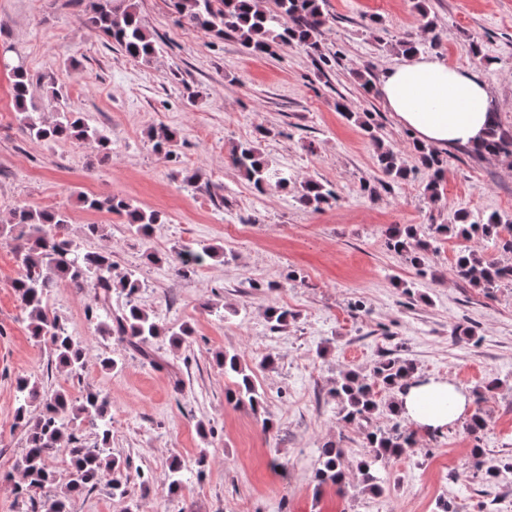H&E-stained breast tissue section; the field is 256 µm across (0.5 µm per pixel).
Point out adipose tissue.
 Here are the masks:
<instances>
[{"label": "adipose tissue", "mask_w": 512, "mask_h": 512, "mask_svg": "<svg viewBox=\"0 0 512 512\" xmlns=\"http://www.w3.org/2000/svg\"><path fill=\"white\" fill-rule=\"evenodd\" d=\"M386 107L416 140L436 149L475 146L492 123L490 89L476 71L447 60L404 56L380 74ZM472 401L450 380L411 384L402 414L424 429H443L469 415Z\"/></svg>", "instance_id": "1"}]
</instances>
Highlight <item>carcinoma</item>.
Returning <instances> with one entry per match:
<instances>
[{"mask_svg":"<svg viewBox=\"0 0 512 512\" xmlns=\"http://www.w3.org/2000/svg\"><path fill=\"white\" fill-rule=\"evenodd\" d=\"M121 2L122 6L117 8L114 0H88V23L92 29L110 37L112 43L131 59L147 61L155 54L153 37L141 23L135 0ZM171 2L177 23L188 30H201L216 38H222L230 31L237 34L247 49L258 54H272L280 47H294L317 56L322 65L330 62L321 53L319 43L328 23L323 0H274L273 9L256 0ZM13 77L15 104L29 135L48 142L95 140L102 146L107 145L105 135L72 112H57L54 120L47 122L31 101V82L25 68L15 66ZM348 117L355 120L376 144L382 172L393 181L406 179L411 168L400 151L381 142L379 127L372 114L350 112ZM151 139L156 149L171 154L178 145L179 133L160 126L153 131ZM413 149L421 165L430 172L425 191L435 202L439 199V187L445 176L446 159L437 151L417 143L413 144ZM472 151L479 155L511 157L512 132L502 129L494 120L486 138L480 145L472 147ZM229 159L232 167L242 172L258 189L271 183L286 187L291 181L288 174L263 158L253 141L234 144ZM334 199L335 192L317 181L300 185L299 201L315 210ZM82 202L87 209L107 210L118 215L129 233L138 238H148L154 225L165 223L160 213L147 212L120 196L84 197ZM71 223V215L65 209L48 211L21 205L11 210L8 222V234L22 267L15 291L28 313L33 337L37 343L49 346L55 367L78 379L84 370L81 343L67 332L60 317L48 305L50 289L60 280L88 295L87 314L97 320L99 332L117 336L118 341L146 360H153V354L147 348L151 340L164 335L180 342L191 335V329L186 325L176 330L160 326L153 314L131 300L127 301L121 314L112 316L113 291L130 297L142 287L141 280L134 270L114 278L112 253L92 252L80 247L68 233ZM448 234L466 242L474 237L489 239L501 251L512 252L511 223H503L495 214L484 222L471 221L465 211L457 213L455 223L431 224L426 232L416 224H392L386 230V245L424 277L429 268V256L439 251L438 244ZM213 255L212 247H203L199 251L181 247L175 250L167 264L177 277L184 278L195 273L205 258ZM454 272L462 281L483 290L494 288L503 281H512V266H501L467 245L456 254ZM216 359L224 366V374L238 379L237 402L246 401L251 408L258 409L261 395L239 356L219 352ZM412 373V363L397 358L380 361L368 376L350 370L341 373L330 391L340 420L349 424L369 420L382 406L378 390L402 394ZM17 391L21 405L16 419L26 436V452L16 464L23 482L13 485V489L29 504L30 512H70L72 497L92 491L103 481L111 487L113 497L122 501L130 497L129 485L122 480L121 462L107 452L112 438L107 421L110 412L107 397L89 391L82 399L74 400L63 389L49 393L36 377L20 379ZM77 420L87 421L94 428L93 444H88L76 433L73 423ZM366 440L369 451L358 462L357 472L363 490L376 491L379 485L378 477L373 474L374 466L386 457L401 456L410 451L416 443L415 431L395 423L386 430L368 432ZM59 450L65 451L70 458L68 478L60 491L48 498L47 489L57 480L49 459ZM344 458L345 449L333 443L320 448L319 468L315 472L318 485L344 490Z\"/></svg>","mask_w":512,"mask_h":512,"instance_id":"1","label":"carcinoma"}]
</instances>
